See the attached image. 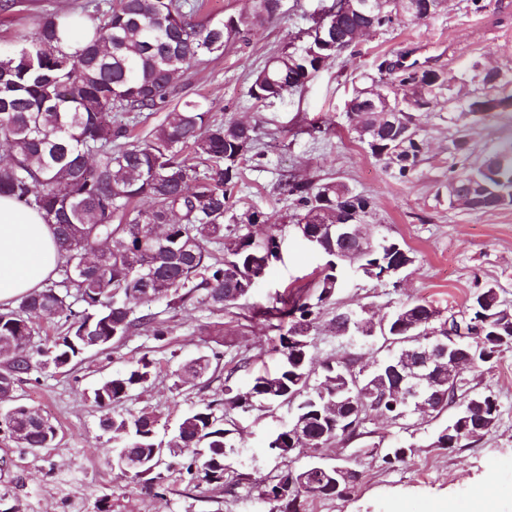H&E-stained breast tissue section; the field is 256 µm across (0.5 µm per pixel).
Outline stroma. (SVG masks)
Returning <instances> with one entry per match:
<instances>
[{
    "label": "stroma",
    "mask_w": 512,
    "mask_h": 512,
    "mask_svg": "<svg viewBox=\"0 0 512 512\" xmlns=\"http://www.w3.org/2000/svg\"><path fill=\"white\" fill-rule=\"evenodd\" d=\"M0 11V43L32 31L42 10H70L82 0H17ZM333 0H282L280 12L229 44L223 54L203 58L177 80L179 95L206 97L214 118L249 122L256 130L255 155L245 163L235 189L237 211L254 209L276 224L281 258L258 280L253 293L213 312L189 303L180 308L152 304L157 320L169 328L165 340L136 330L115 349L93 351L67 370L35 369L14 392L16 401L41 409L59 429L52 447L29 450L0 432V512H92L95 498L108 497L112 512H269L254 481L275 482L294 456L269 452L270 435L291 416L289 407L272 411H225L236 425L238 447L227 461L221 486H188L178 470L165 474L163 495L120 477L112 466V442L100 427L101 411L93 391L128 361L149 356L154 377L113 404L115 415L155 413L160 427L172 425L188 410L221 397L225 386L245 388L251 377L274 369L280 331L257 314L287 289L311 291L324 264L294 229L297 211L289 185L294 181L346 183L370 199L369 222L375 235L404 240L415 263L392 279L376 282L347 276L333 304L319 309L311 354L315 362L354 356L355 367L369 370L387 350L381 344L337 338V310L365 308L375 318L389 315L400 302L419 299L450 313L462 310L476 284L498 288L512 306V207L473 211L448 201V179L462 155L479 158L499 138L512 134V115L461 116L447 102L419 112L415 122L425 141L424 157L409 177H399L369 153L350 130L345 104L355 90L379 83L381 62L417 71L469 74L472 65L495 67L512 78V0H445L435 15L366 35L354 51L328 61L303 89L282 98L255 102L249 94L254 74L268 58L309 45L314 21ZM466 128L468 149L457 153L453 140ZM220 353L209 373L193 383L178 380L182 362L199 353ZM473 392L497 394L501 413L496 426L468 448L433 446L440 422L413 415L392 425L367 415L362 436L325 452L328 463L356 454L362 474L347 500L311 497L306 512H512V349L492 367L468 371ZM414 445L413 455L390 468L380 467L365 447Z\"/></svg>",
    "instance_id": "1"
}]
</instances>
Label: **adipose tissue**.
I'll list each match as a JSON object with an SVG mask.
<instances>
[{"label":"adipose tissue","instance_id":"ef3b65f1","mask_svg":"<svg viewBox=\"0 0 512 512\" xmlns=\"http://www.w3.org/2000/svg\"><path fill=\"white\" fill-rule=\"evenodd\" d=\"M57 261L52 227L36 211L0 196V306L44 288Z\"/></svg>","mask_w":512,"mask_h":512}]
</instances>
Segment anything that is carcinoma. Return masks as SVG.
I'll return each mask as SVG.
<instances>
[{"label":"carcinoma","mask_w":512,"mask_h":512,"mask_svg":"<svg viewBox=\"0 0 512 512\" xmlns=\"http://www.w3.org/2000/svg\"><path fill=\"white\" fill-rule=\"evenodd\" d=\"M280 0H258L253 24L276 16ZM374 29L428 18V0H414L415 13L403 18L381 0ZM194 0H87L79 10L58 14L45 11L32 34H19L12 47L0 51V145L7 147L0 160V196H9L38 211L53 226L61 262L59 279L42 290L19 299L15 308L0 310V391L14 390L16 382L38 365L69 367L89 351L114 347L141 326L157 341L168 326L156 321L149 306L160 300L171 308L188 301L221 312L239 301L234 291L242 281L258 280L254 256L280 259L275 231L261 241L251 238L249 227L265 224L259 212H244L237 223L226 224L230 199L239 168L251 158L256 131L233 120L218 121L204 99H186L174 107L167 121L150 138L139 142L131 123L166 109L175 93L177 77L202 57L224 53L243 34L234 19L199 17ZM368 20L357 11L341 15L340 27L348 38L338 45L317 49L306 57L282 51L271 57L251 85L258 102L278 99L303 87L321 65L355 45L353 35ZM393 89L401 99L428 103L443 88L434 84L433 72L419 74L388 69ZM488 87L482 97L466 92L472 104L496 112L512 107V94L499 97ZM395 96L391 100L399 99ZM188 152L197 165L188 166ZM452 178L461 184H484L490 195L512 200V137L478 162H470ZM291 194L303 211L297 223H336V207L319 215L324 197L336 200V186L293 182ZM394 252L368 256L370 266L391 255L416 257L404 241L388 239ZM224 248V257L213 246ZM316 303L302 290L279 298L266 314L286 323L279 336L281 361L273 372L260 373L243 390L227 385L224 398L192 409L173 429L157 435V415L142 412L128 417H108L112 439V466L121 468L123 450L129 449L142 467L128 479L163 485L158 461L183 462L189 482L224 483L226 461L234 454L232 430L224 427V413L217 406L246 410L253 404L269 407L293 405L288 423L277 430L269 447L292 453L295 433L322 448L347 443L361 435L358 417L372 412L393 422L402 421V402L385 392L389 370L406 344L375 364L361 378L377 382L376 393L336 383V359L324 362L323 378L312 380L309 361L302 358L289 338L299 328L314 331L315 308L336 294V273L326 263L317 275ZM505 308L498 289H476L459 316L446 319L423 300H407L386 318L393 328L431 320V327L446 324L456 332V345L471 352L473 368L492 365L512 349V330L484 319L487 308ZM65 318V333L34 358L29 347L35 336L33 319ZM219 355L201 354L186 361L179 379L187 383L203 378ZM156 363L148 356L128 362L124 370L101 382L93 402L107 410L112 404L147 384ZM443 404L433 417L453 410L435 433V447L465 448L495 427L500 404L491 391L470 393L461 384L442 380ZM38 410L16 404L0 412V431L24 448H48L57 437L51 420L35 418ZM414 446L374 448L372 457L389 468L405 461ZM361 480L356 467L338 481L304 468L289 469L272 483L255 484L271 505L270 512H304L308 496L346 500Z\"/></svg>","instance_id":"1"}]
</instances>
